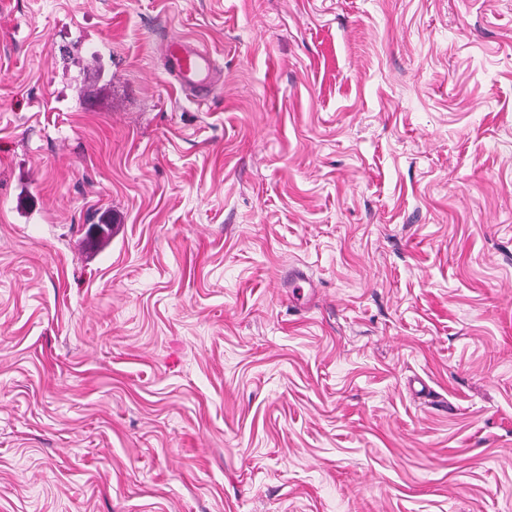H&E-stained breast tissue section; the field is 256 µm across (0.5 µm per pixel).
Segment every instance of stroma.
<instances>
[{
  "label": "stroma",
  "instance_id": "1",
  "mask_svg": "<svg viewBox=\"0 0 512 512\" xmlns=\"http://www.w3.org/2000/svg\"><path fill=\"white\" fill-rule=\"evenodd\" d=\"M0 512H512V0H0ZM166 54L172 62L175 77L183 88L194 97L195 93L215 85L213 63L205 51L180 40L171 41L166 46Z\"/></svg>",
  "mask_w": 512,
  "mask_h": 512
}]
</instances>
